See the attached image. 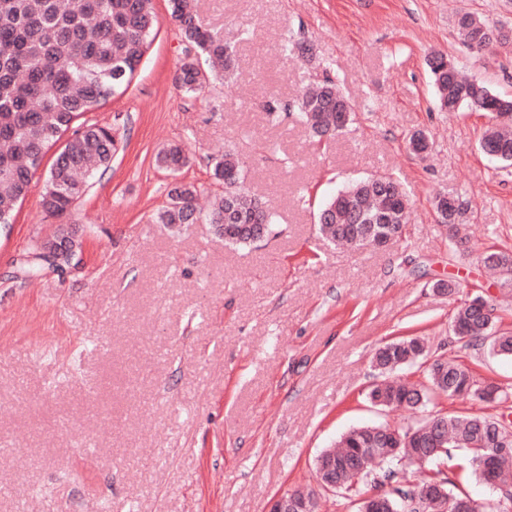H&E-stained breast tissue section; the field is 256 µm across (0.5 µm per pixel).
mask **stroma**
Returning <instances> with one entry per match:
<instances>
[{
    "instance_id": "35a3bbf8",
    "label": "stroma",
    "mask_w": 512,
    "mask_h": 512,
    "mask_svg": "<svg viewBox=\"0 0 512 512\" xmlns=\"http://www.w3.org/2000/svg\"><path fill=\"white\" fill-rule=\"evenodd\" d=\"M153 6L157 35L129 88L86 115L117 127L121 146L71 213V268L9 277L57 228L40 205L55 151L0 224V512H268L295 490L318 512H353L320 489L315 457L353 426L413 418L366 402L376 347L443 340L481 380L512 386V361L464 349L449 328L479 292L512 332V287L479 260L512 252V167L480 150L485 113L438 110L426 66L442 50L512 96V50L473 51L454 27L468 11L510 29L512 0H196L202 25L234 43L236 72L192 97L173 81L185 46L167 0ZM292 37L323 69L281 53ZM326 74L355 120L316 145L295 105ZM269 99L287 112L272 118ZM419 130L424 156L407 144ZM171 141L193 155L181 180L207 196L208 155L234 149L277 235L230 248L212 225L157 223L171 177L153 157ZM389 174L411 201L400 241L342 250L318 233L326 197ZM439 193L473 211L461 241L434 221ZM439 279L457 292L434 294Z\"/></svg>"
}]
</instances>
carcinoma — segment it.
Returning a JSON list of instances; mask_svg holds the SVG:
<instances>
[{"label":"carcinoma","instance_id":"carcinoma-1","mask_svg":"<svg viewBox=\"0 0 512 512\" xmlns=\"http://www.w3.org/2000/svg\"><path fill=\"white\" fill-rule=\"evenodd\" d=\"M171 19L193 54L176 68L174 80L187 95H198L211 80L229 75L235 67L234 47L219 33L198 20L193 0H168ZM157 20L152 0H0V224H7L16 204L29 192L32 174L40 167L46 150L71 129L87 112L95 111L110 97L124 92L154 36ZM455 25L471 48L512 46V29L492 27L472 13L457 16ZM281 50L296 51L313 60L311 47L290 39ZM426 65L442 112L463 108L486 113L495 123L483 132L479 146L503 167L512 166V134L502 132L499 120L512 119V97L492 91L485 83L462 76L448 54L432 49ZM300 120L317 141L344 132L354 120L346 97L329 77L308 88L298 103ZM117 130L99 123H83L74 130L47 175L42 194L43 212L57 220L54 235L37 239L13 271L12 278L26 281L45 271L62 273L68 259L50 252L53 241L77 236L66 227L78 200L91 179L105 175L118 151ZM155 165L172 176L179 175L190 157L185 147L171 143L155 154ZM212 178L223 188L210 210L196 207L199 189L174 180L168 201L156 214L160 224L205 223L213 226L224 242L236 246L258 245L277 234L273 216L244 189V164L236 153L224 151L214 159ZM435 223L450 230L469 219L468 210L448 195L436 197ZM409 200L399 181L391 175L356 182L325 200L318 209L319 231L337 245L382 248L400 237L408 222ZM503 283L512 282V256L490 252ZM455 337L467 347H482L503 359H512V334L493 330V324L477 317L467 304L454 315ZM373 364L386 375L410 365H427V383L386 381L365 393V400L383 408H408L416 413L405 427L387 433L389 426L363 424L343 433L336 448L326 456L341 462L353 460L362 469L358 485L383 489L384 507L377 512H512V484L502 477L501 463L512 458L501 455L484 469L482 457L490 454L492 433L506 424L490 414L448 416L429 406L442 396L466 395L484 403L508 400L501 386L484 384L467 365L449 362L432 352L420 336H400L374 353ZM466 453L465 463L448 468L453 451ZM418 467L419 482L398 480L399 467ZM476 478L500 487L495 506L469 496L462 483ZM342 487L336 493L356 489L344 470L336 471ZM441 484L445 495L426 498L423 488Z\"/></svg>","mask_w":512,"mask_h":512}]
</instances>
